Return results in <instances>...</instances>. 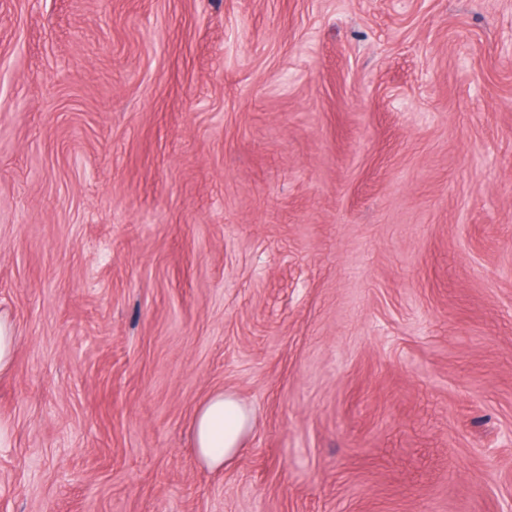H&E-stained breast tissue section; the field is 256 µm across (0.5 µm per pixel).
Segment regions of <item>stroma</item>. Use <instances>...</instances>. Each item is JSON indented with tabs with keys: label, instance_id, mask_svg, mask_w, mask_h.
Wrapping results in <instances>:
<instances>
[{
	"label": "stroma",
	"instance_id": "35a3bbf8",
	"mask_svg": "<svg viewBox=\"0 0 512 512\" xmlns=\"http://www.w3.org/2000/svg\"><path fill=\"white\" fill-rule=\"evenodd\" d=\"M511 30L0 0V512H512ZM13 356L14 336L12 326L0 318V373L11 367ZM254 428L250 411L232 393L211 394L195 412L192 429L195 454L209 469H223L239 454Z\"/></svg>",
	"mask_w": 512,
	"mask_h": 512
}]
</instances>
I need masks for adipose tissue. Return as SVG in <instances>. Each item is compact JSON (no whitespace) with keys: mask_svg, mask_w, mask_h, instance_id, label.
<instances>
[{"mask_svg":"<svg viewBox=\"0 0 512 512\" xmlns=\"http://www.w3.org/2000/svg\"><path fill=\"white\" fill-rule=\"evenodd\" d=\"M254 428L250 411L232 393L216 391L195 412L192 429L195 454L210 469L223 468L239 454Z\"/></svg>","mask_w":512,"mask_h":512,"instance_id":"obj_1","label":"adipose tissue"}]
</instances>
